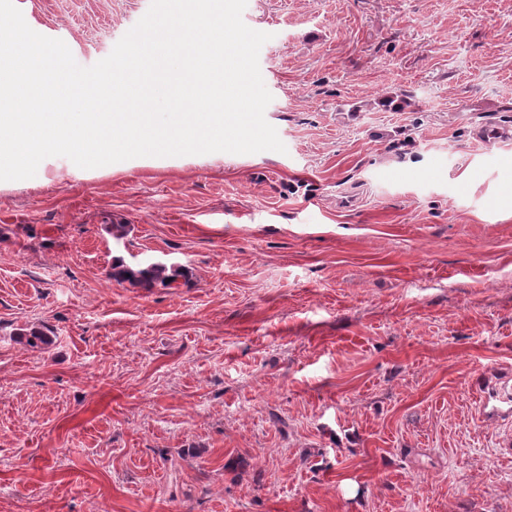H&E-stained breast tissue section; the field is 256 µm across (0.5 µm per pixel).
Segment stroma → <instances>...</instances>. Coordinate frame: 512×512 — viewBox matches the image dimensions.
<instances>
[{
	"label": "stroma",
	"instance_id": "35a3bbf8",
	"mask_svg": "<svg viewBox=\"0 0 512 512\" xmlns=\"http://www.w3.org/2000/svg\"><path fill=\"white\" fill-rule=\"evenodd\" d=\"M150 2L15 0L84 67ZM243 21L285 152L0 188V512H512V0ZM111 277L117 282H132L144 287H152L157 284L172 288L179 278L184 277V272L175 266H167L162 263H151L145 266H130L122 260H117L112 265Z\"/></svg>",
	"mask_w": 512,
	"mask_h": 512
}]
</instances>
